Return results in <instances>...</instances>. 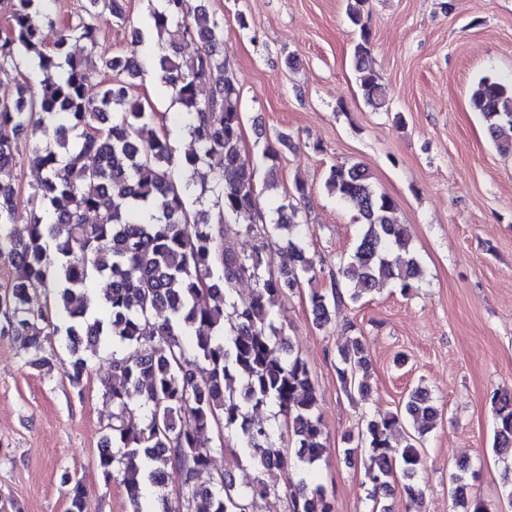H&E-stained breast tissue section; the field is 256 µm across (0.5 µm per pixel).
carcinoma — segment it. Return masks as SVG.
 <instances>
[{
	"label": "carcinoma",
	"mask_w": 512,
	"mask_h": 512,
	"mask_svg": "<svg viewBox=\"0 0 512 512\" xmlns=\"http://www.w3.org/2000/svg\"><path fill=\"white\" fill-rule=\"evenodd\" d=\"M6 4V31L0 37V74L18 78L0 91V263L11 277L0 291V336H18L38 355L44 342L62 334L69 343L65 375L82 383L87 360L82 350L112 347L111 377L105 393L112 400L111 433L98 456L106 479L114 472L133 512H168L165 498L154 511L143 507L148 489L163 485L167 472L179 474L190 512H256V499L270 493L260 475L273 468L289 472L281 492L290 512H335L325 488L311 481L323 459L326 438L311 372L284 348L283 328L273 309L314 272L302 223L306 185L297 180L271 229L238 219L258 213L254 167L242 147L240 90L225 71L219 48L224 20L197 0H157L148 26L133 29L135 41L152 52L148 33L190 37L200 43L186 58L161 54L155 67L181 109L174 121L185 124L194 149L175 154L168 135L154 128L156 112L136 93L145 65L120 52L95 53L101 25L128 21L127 0H82L75 17L62 24L45 52L43 0H0ZM367 0H347V16L358 30L352 60L363 99L375 108L388 102L386 87L367 66L371 17ZM92 52L76 56L71 41ZM112 72L101 85L96 70ZM207 83L210 94L198 96ZM474 109L503 155L512 154V81L485 76L471 94ZM41 132L52 143L28 163L30 192L22 196L14 136ZM199 186L198 207H189L191 185ZM325 187L357 214L359 232L352 252L340 259L344 282L331 294L314 290L309 299L317 326L331 321L342 300L353 301L387 286L407 296L423 275L403 225L393 214L395 201L379 192L360 163L329 168ZM214 197L213 207L202 199ZM29 209L26 236L14 229L19 205ZM97 222L88 220L101 210ZM251 235L250 251L237 237ZM288 255V265L271 273L267 252ZM255 283L250 296L235 297L243 280ZM41 293L45 301L31 303ZM367 366L360 338L338 349L336 373L347 393L366 385L358 372ZM494 448L512 453V389L490 398ZM274 406L288 421L287 444L276 445L272 431L249 411ZM441 418L427 388L408 392L404 407L366 421L345 455H362L376 494L398 479L410 499L423 466V436ZM417 434L406 432V423ZM233 431L239 449L258 476L237 491L222 474L199 483L214 448L201 439L212 428ZM402 436L399 454L391 437ZM451 489L461 512H494L491 504L467 493V465H458ZM67 512H83L85 488L69 478Z\"/></svg>",
	"instance_id": "carcinoma-1"
}]
</instances>
